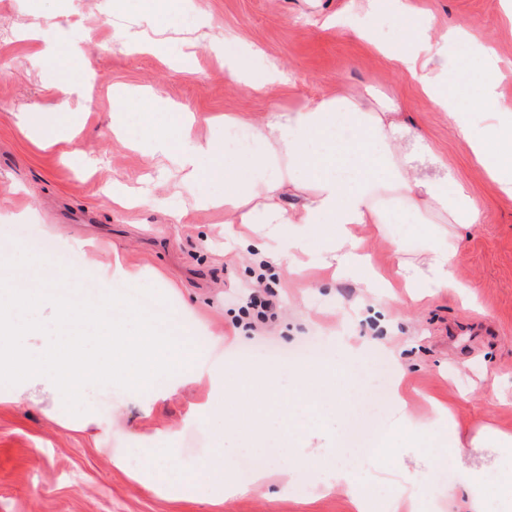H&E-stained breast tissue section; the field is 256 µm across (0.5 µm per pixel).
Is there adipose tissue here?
<instances>
[{"instance_id": "obj_1", "label": "adipose tissue", "mask_w": 512, "mask_h": 512, "mask_svg": "<svg viewBox=\"0 0 512 512\" xmlns=\"http://www.w3.org/2000/svg\"><path fill=\"white\" fill-rule=\"evenodd\" d=\"M392 9L403 19L400 41L382 47V54L444 114L499 195L512 200V139L504 136L505 130H512V108L504 106L499 94L496 62L483 57L469 84L458 88L463 56L448 45L465 38V24L438 35L431 18L409 22L407 0H393ZM213 50L223 55L228 73L251 90L283 79L278 64L257 74L225 44H215ZM224 128L244 131L247 146L192 141V122L187 119L178 127V138L154 134L150 149L167 156L173 154L175 141L189 143V151L178 160L193 175L200 170V160H209V175L224 183V197L214 205L223 208L225 224L251 226L263 238L273 237L276 226H287V244L262 249V259L271 264L296 263L314 238L319 242L312 252L314 259L322 267L347 271L364 260L358 226L390 224L397 215L408 214L424 232L416 257L399 261L405 286L426 289L432 296L466 294V284L454 275V264L463 230L480 221V205L422 132L401 119L398 104L342 95L272 112L259 122L228 116ZM287 193L301 196L300 209L283 206ZM206 376L211 389L208 414L223 417L226 429H237L238 418L257 402L279 413L285 425L281 444L272 452L260 448L259 453L272 455L282 478L315 464L330 472L334 486L346 489L357 512H371L373 503L358 487L356 467L347 454L324 443L313 450L298 447V440L306 436L304 428L294 419L288 401L272 392L262 370L213 364ZM387 404L398 429L423 438L447 435V448L429 452L416 464L454 470L465 497H449L448 512H488L491 491L497 495L500 512H512V479L504 477L511 468L505 455L512 449V433L485 426L461 437L451 409L437 403L428 417L416 418L398 386L392 388Z\"/></svg>"}]
</instances>
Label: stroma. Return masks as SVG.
<instances>
[{"instance_id": "stroma-1", "label": "stroma", "mask_w": 512, "mask_h": 512, "mask_svg": "<svg viewBox=\"0 0 512 512\" xmlns=\"http://www.w3.org/2000/svg\"><path fill=\"white\" fill-rule=\"evenodd\" d=\"M433 16L438 31L465 21L474 42L489 45L501 80L499 91L512 106V23L505 0H412ZM137 25L150 19L161 31L162 55L133 53L114 37L111 20ZM366 27L380 40L397 42L399 23L386 9L365 0H0V256L24 248L44 257L71 255L70 270L114 289L104 277L114 259L137 273L140 287L161 293L195 335L206 337L210 361L236 364L244 351H290L308 342L326 347L312 361L324 378L344 386L351 411L337 424L344 446L348 426L371 432L375 447L390 449L385 466L365 458L360 484L377 502L376 512L397 495L441 506L456 488L453 471L437 467L436 485L423 476L400 477L398 465H413L425 452L404 437L387 415L383 392L395 372L371 355L343 356L344 345L386 339L400 354L410 410L430 412V400L450 405L460 431L487 423L512 432V200L495 184L435 112L429 100L394 64L352 32ZM65 33L94 68L81 90L93 101L88 112L58 111L50 90L67 66L49 70L45 56ZM226 39L260 49L282 64L286 82L265 93L251 92L231 77L210 49ZM146 88L127 122L131 137L151 135L178 113L195 117L192 138L224 139L213 118L243 114L258 120L285 112L311 98L330 99L372 90L404 106V118L420 125L456 177L478 199L481 222L465 230L455 261L459 281L473 294L411 301L398 275L397 240L418 243L420 228L407 217L378 230H357L375 270L391 285L394 302L351 276L331 279L319 271L299 277L289 263L274 266V293L282 302L278 318L251 331L242 288L257 272L239 239L224 235V212L208 206L222 193V181L187 178L174 159L134 150L112 133L118 111L116 90ZM82 127L66 143L72 123ZM119 184L143 193L147 202L125 209L108 192ZM498 383L507 399L486 395ZM13 387L0 385V512H354L341 490L323 493L317 469L297 471L289 482L278 473L244 495L215 496L204 465L216 454L220 421L207 418L205 386L191 384L161 394L114 385L90 386L77 417L57 407L11 404ZM179 432L164 465L171 479L193 490L175 496L138 482L112 463L113 449L138 452L149 437L169 427Z\"/></svg>"}]
</instances>
